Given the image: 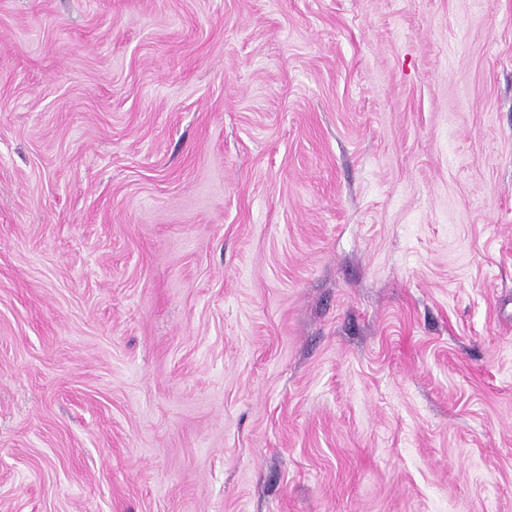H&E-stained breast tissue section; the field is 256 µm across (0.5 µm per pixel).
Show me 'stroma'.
Here are the masks:
<instances>
[{"instance_id": "35a3bbf8", "label": "stroma", "mask_w": 512, "mask_h": 512, "mask_svg": "<svg viewBox=\"0 0 512 512\" xmlns=\"http://www.w3.org/2000/svg\"><path fill=\"white\" fill-rule=\"evenodd\" d=\"M0 512H512V0H0Z\"/></svg>"}]
</instances>
